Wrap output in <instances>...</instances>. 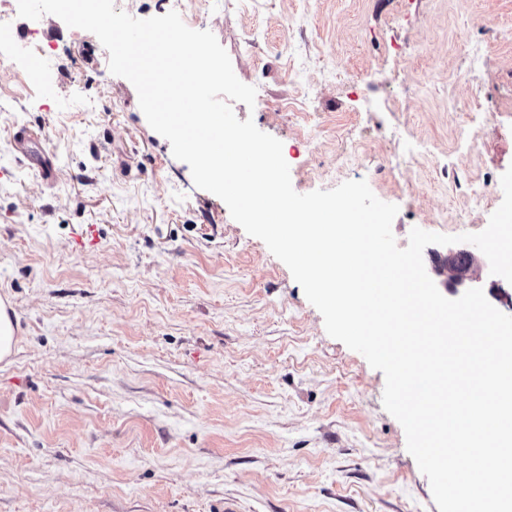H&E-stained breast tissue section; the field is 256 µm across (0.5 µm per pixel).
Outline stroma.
<instances>
[{
  "label": "stroma",
  "mask_w": 512,
  "mask_h": 512,
  "mask_svg": "<svg viewBox=\"0 0 512 512\" xmlns=\"http://www.w3.org/2000/svg\"><path fill=\"white\" fill-rule=\"evenodd\" d=\"M0 14V295L20 326L0 512H439L383 373L194 185L98 38ZM181 18L256 87L234 113L282 142L296 192L366 180L401 248L486 228L476 197L512 166V0H189ZM24 128L54 145L52 181L19 162Z\"/></svg>",
  "instance_id": "obj_1"
}]
</instances>
